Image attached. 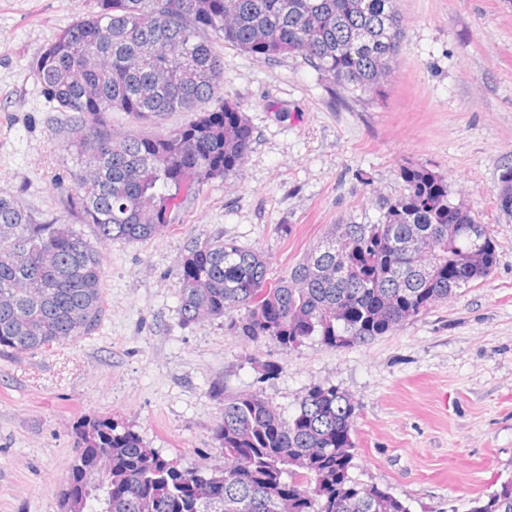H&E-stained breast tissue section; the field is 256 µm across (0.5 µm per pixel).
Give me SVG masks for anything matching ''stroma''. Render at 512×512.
I'll list each match as a JSON object with an SVG mask.
<instances>
[{
	"mask_svg": "<svg viewBox=\"0 0 512 512\" xmlns=\"http://www.w3.org/2000/svg\"><path fill=\"white\" fill-rule=\"evenodd\" d=\"M94 0H0V194L39 220L66 213L65 149L34 79L43 50ZM400 54L381 93L332 102L298 55L224 49V97L252 128L237 171L212 181L146 242H100L105 314L95 333L20 357L0 353V512H58L82 419L127 424L182 469L223 464L219 383L284 415L310 388L357 405L356 478L410 512H469L512 476V217L495 198L512 165V0H398ZM448 181L496 243L489 277L399 330L330 348L181 321V260L214 236L287 274L331 224H373L403 194L401 168Z\"/></svg>",
	"mask_w": 512,
	"mask_h": 512,
	"instance_id": "stroma-1",
	"label": "stroma"
}]
</instances>
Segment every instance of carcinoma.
<instances>
[{
  "label": "carcinoma",
  "instance_id": "obj_1",
  "mask_svg": "<svg viewBox=\"0 0 512 512\" xmlns=\"http://www.w3.org/2000/svg\"><path fill=\"white\" fill-rule=\"evenodd\" d=\"M396 0H96L40 55L45 103L65 116V147L80 159L67 212L103 241L165 233L184 198L236 171L252 129L224 99V56L215 45L270 60L298 54L331 96L381 92L400 52ZM174 129L122 135L111 115ZM405 194L382 203L375 224H332L276 284L259 251L220 236L181 263L186 325L221 319L250 341L294 348L317 336L351 347L396 330L459 288L484 280L494 241L473 212L449 198L448 181L404 167ZM463 234L448 237V209ZM486 261L448 287V262ZM101 257L63 218L41 222L0 195V352H48L95 332L104 315ZM47 292L32 296L26 289ZM214 436L227 463L207 475L182 470L113 421L76 429L59 512H409L397 497L353 478L357 406L329 386L311 388L284 416L257 394L224 397ZM470 512H512V476Z\"/></svg>",
  "mask_w": 512,
  "mask_h": 512
}]
</instances>
